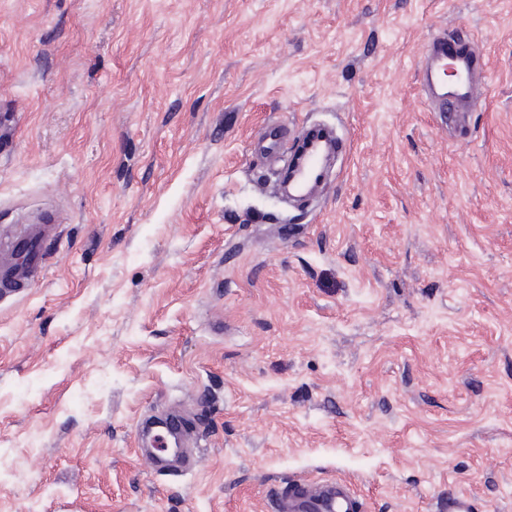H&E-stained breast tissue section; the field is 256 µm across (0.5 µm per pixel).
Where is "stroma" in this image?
I'll return each mask as SVG.
<instances>
[{
	"label": "stroma",
	"mask_w": 512,
	"mask_h": 512,
	"mask_svg": "<svg viewBox=\"0 0 512 512\" xmlns=\"http://www.w3.org/2000/svg\"><path fill=\"white\" fill-rule=\"evenodd\" d=\"M455 29L460 136L418 89ZM272 123L343 141L310 202ZM44 212L0 298V512H266L293 477L512 512V0H0V232ZM170 411L188 473L138 451ZM470 33H439L429 41L421 62L420 92L432 112L439 113L442 126L463 132L476 101L475 85L482 73L476 63ZM448 59L456 62L457 81L448 87ZM56 235L55 224L38 221L17 236L0 237V297L20 292L40 275L47 245Z\"/></svg>",
	"instance_id": "obj_1"
}]
</instances>
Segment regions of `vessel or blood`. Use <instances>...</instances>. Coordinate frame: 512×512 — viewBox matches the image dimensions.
I'll use <instances>...</instances> for the list:
<instances>
[{
	"instance_id": "obj_1",
	"label": "vessel or blood",
	"mask_w": 512,
	"mask_h": 512,
	"mask_svg": "<svg viewBox=\"0 0 512 512\" xmlns=\"http://www.w3.org/2000/svg\"><path fill=\"white\" fill-rule=\"evenodd\" d=\"M456 62L455 84H447L449 62ZM420 92L442 125L465 131L476 101L475 85L482 73L470 34L440 33L430 40L421 62ZM328 138H313L304 169L292 185L293 194H303L318 173L322 155L332 148ZM56 237L55 224L39 221L26 225L22 233L0 240V296L20 292L37 278L43 267L48 244ZM193 432L176 414L159 421L150 436L147 460L156 467L179 463L181 471L193 467L188 449ZM268 512H364L353 489L340 480L292 481L276 489L267 501Z\"/></svg>"
}]
</instances>
